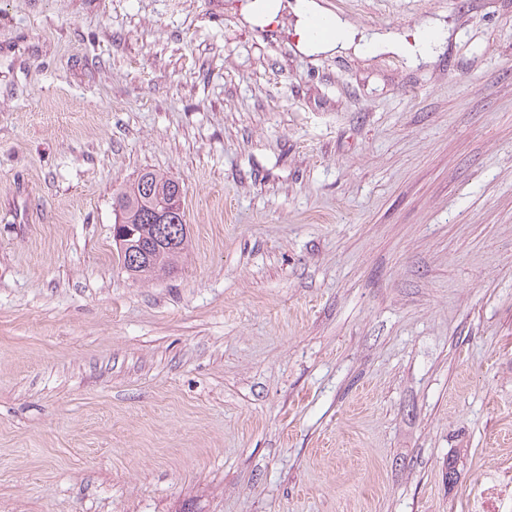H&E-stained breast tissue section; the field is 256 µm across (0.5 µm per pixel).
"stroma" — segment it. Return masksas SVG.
<instances>
[{"mask_svg": "<svg viewBox=\"0 0 512 512\" xmlns=\"http://www.w3.org/2000/svg\"><path fill=\"white\" fill-rule=\"evenodd\" d=\"M250 2L0 0V512H471L512 475V0H320L340 53ZM148 170L189 245L141 281ZM145 181L150 187V197L144 199L137 195L136 184ZM176 181L146 171L141 173L128 190L117 194L115 200L116 221L113 225L114 234H129V239L120 238L121 246L113 235L116 244L118 260L127 272L135 280L148 279L160 273L171 275L177 268L178 258L184 251L187 243L185 212L179 198L177 199ZM165 212L168 216L167 224H155L154 212ZM121 220V223L117 222ZM124 224L131 225L125 226ZM115 226V228H114ZM178 240V243L170 247V244ZM146 250L149 253L148 260L133 266V257ZM130 253V255H129ZM132 260V264L129 262ZM146 261V262H145Z\"/></svg>", "mask_w": 512, "mask_h": 512, "instance_id": "35a3bbf8", "label": "stroma"}]
</instances>
